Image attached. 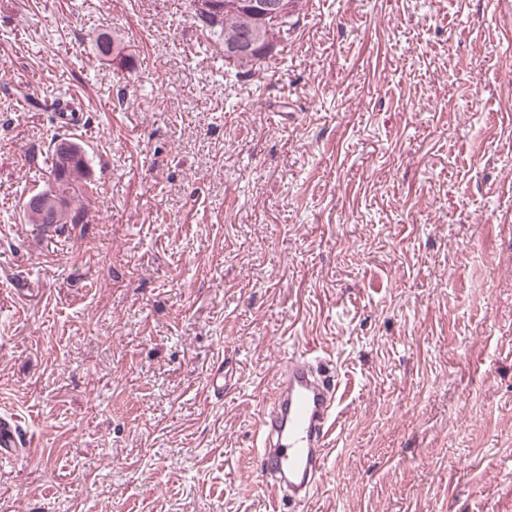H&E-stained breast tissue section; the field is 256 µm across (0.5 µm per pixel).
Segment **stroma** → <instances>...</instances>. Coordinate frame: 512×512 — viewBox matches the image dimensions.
Returning <instances> with one entry per match:
<instances>
[{
  "instance_id": "obj_1",
  "label": "stroma",
  "mask_w": 512,
  "mask_h": 512,
  "mask_svg": "<svg viewBox=\"0 0 512 512\" xmlns=\"http://www.w3.org/2000/svg\"><path fill=\"white\" fill-rule=\"evenodd\" d=\"M307 349L344 388L314 512H512L496 0L306 2L239 76L189 0H0V512H270L255 430ZM52 165L49 172L55 182L69 183L85 168V153L81 145L73 141L58 143L52 152ZM48 197L51 199L59 200V202L61 203V205L63 207V217L58 223H55V224H67L69 216H68V213L66 212V210L64 209L65 201H64V199L59 198L58 196L52 194L51 192H39V193H36L29 197V199L26 201L25 206H24L25 217L27 218L28 222L31 224H52L49 222L48 218H46L45 216H41L38 212H36V209L34 208V206L30 205V203L33 199L43 200ZM20 445L17 425L11 417L0 416V459L15 458V451Z\"/></svg>"
}]
</instances>
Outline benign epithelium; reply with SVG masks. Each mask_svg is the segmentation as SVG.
<instances>
[{"label":"benign epithelium","instance_id":"1","mask_svg":"<svg viewBox=\"0 0 512 512\" xmlns=\"http://www.w3.org/2000/svg\"><path fill=\"white\" fill-rule=\"evenodd\" d=\"M191 8L197 21L223 18L241 11L255 21L246 34L224 28V62L241 71H248L277 47V29L291 24L296 14L295 0H192Z\"/></svg>","mask_w":512,"mask_h":512}]
</instances>
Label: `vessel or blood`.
Instances as JSON below:
<instances>
[{
	"instance_id": "obj_1",
	"label": "vessel or blood",
	"mask_w": 512,
	"mask_h": 512,
	"mask_svg": "<svg viewBox=\"0 0 512 512\" xmlns=\"http://www.w3.org/2000/svg\"><path fill=\"white\" fill-rule=\"evenodd\" d=\"M339 390L334 370L317 358L300 355L277 365L273 393L260 417L258 453L274 512H279L286 489L300 495L304 505H312L325 472ZM19 445L14 420L1 415L0 459H14Z\"/></svg>"
}]
</instances>
